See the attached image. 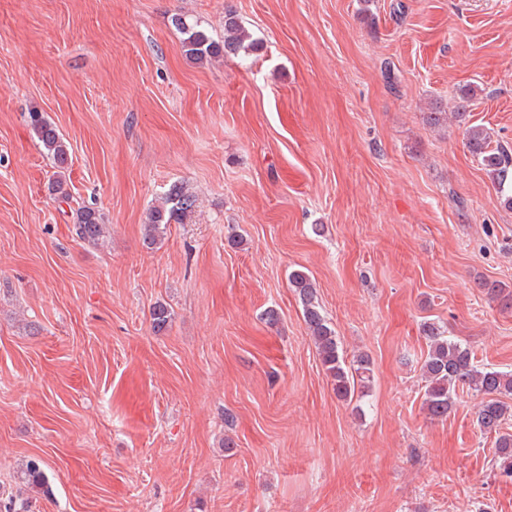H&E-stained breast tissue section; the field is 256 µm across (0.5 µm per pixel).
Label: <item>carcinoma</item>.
Here are the masks:
<instances>
[{"mask_svg": "<svg viewBox=\"0 0 512 512\" xmlns=\"http://www.w3.org/2000/svg\"><path fill=\"white\" fill-rule=\"evenodd\" d=\"M171 23L185 35V55L198 63L241 53H255L261 49L260 42L252 39L230 13L224 16V36L219 39L188 22L181 14L173 15ZM478 91L476 86L461 91L464 104L457 106V110L450 113V116L464 127L466 147L497 186L504 206L512 209V147L493 140L487 128L471 125L467 121L465 103L474 99ZM28 118L32 132L57 168L54 179L48 185L49 193L65 202L69 200L65 188V173L69 165L68 146L58 127L43 113L32 109L28 112ZM194 205V196L189 193L186 185H171L165 197L147 213L144 241L149 245L157 244L168 225L183 224L190 219ZM73 232L82 242L97 246L105 237L106 225L102 223L97 209L83 206L76 213ZM290 284L300 299L303 319L321 366L333 382L336 397L344 401L352 398L357 387L370 381L369 359L361 356L357 359V366H347L336 331L321 313L312 280L305 272L294 271L290 275ZM481 287L487 295L500 303L502 309L512 310V290L488 282L481 283ZM151 319L153 329L161 331L169 324L171 313L166 305L157 303L152 308ZM422 333L428 347L421 365V378L425 382L423 404L428 417L432 420L447 418L448 412L457 402L458 391L464 388L485 396L476 412V424L483 434L495 439L492 466L497 475L512 482V431L508 426V421L512 420V405L503 401V398L512 396V372L478 365L470 346L448 338L445 331L434 322H424ZM45 484L40 461H28L18 477L16 490L0 494V512H29L30 499L25 494L42 489Z\"/></svg>", "mask_w": 512, "mask_h": 512, "instance_id": "cac0c4a2", "label": "carcinoma"}]
</instances>
